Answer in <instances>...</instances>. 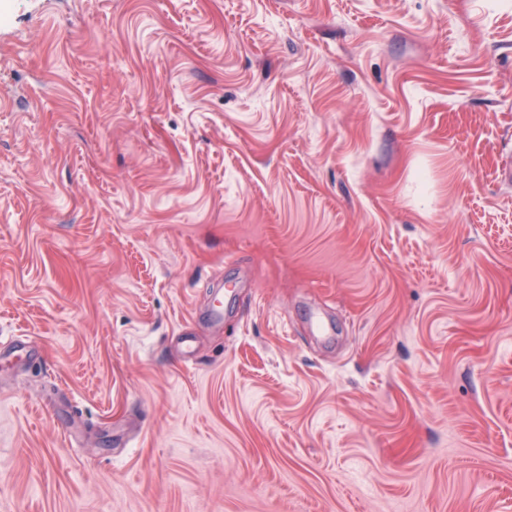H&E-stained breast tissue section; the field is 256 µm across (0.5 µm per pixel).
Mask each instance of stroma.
I'll return each mask as SVG.
<instances>
[{
    "instance_id": "obj_1",
    "label": "stroma",
    "mask_w": 512,
    "mask_h": 512,
    "mask_svg": "<svg viewBox=\"0 0 512 512\" xmlns=\"http://www.w3.org/2000/svg\"><path fill=\"white\" fill-rule=\"evenodd\" d=\"M0 512H512V0H9Z\"/></svg>"
}]
</instances>
